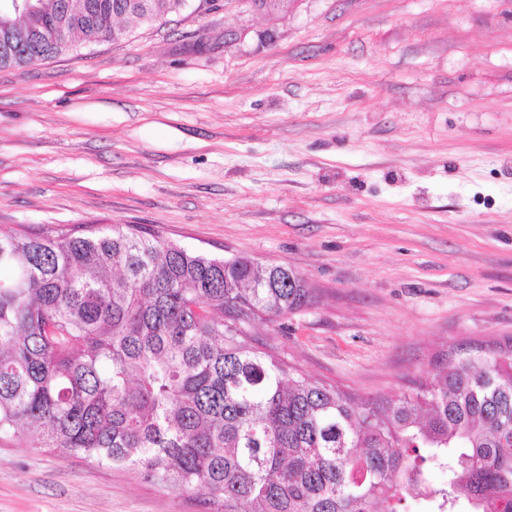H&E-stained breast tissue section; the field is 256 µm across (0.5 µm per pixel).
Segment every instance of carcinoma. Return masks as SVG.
<instances>
[{
    "mask_svg": "<svg viewBox=\"0 0 512 512\" xmlns=\"http://www.w3.org/2000/svg\"><path fill=\"white\" fill-rule=\"evenodd\" d=\"M294 0H252L263 12ZM0 68L127 37L186 0H37ZM299 274L138 225L0 233V436L133 467L220 512H512V340L374 401L251 325L307 308Z\"/></svg>",
    "mask_w": 512,
    "mask_h": 512,
    "instance_id": "obj_1",
    "label": "carcinoma"
}]
</instances>
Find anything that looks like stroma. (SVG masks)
Returning a JSON list of instances; mask_svg holds the SVG:
<instances>
[{
    "mask_svg": "<svg viewBox=\"0 0 512 512\" xmlns=\"http://www.w3.org/2000/svg\"><path fill=\"white\" fill-rule=\"evenodd\" d=\"M138 224L298 271L251 333L362 398L512 338V0H189L0 68V232ZM0 437V512H212Z\"/></svg>",
    "mask_w": 512,
    "mask_h": 512,
    "instance_id": "obj_1",
    "label": "stroma"
}]
</instances>
